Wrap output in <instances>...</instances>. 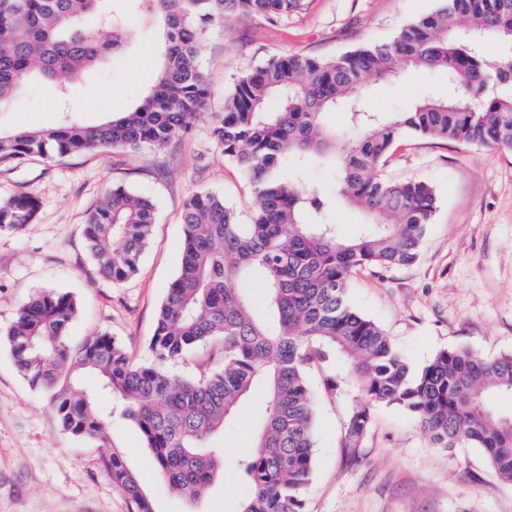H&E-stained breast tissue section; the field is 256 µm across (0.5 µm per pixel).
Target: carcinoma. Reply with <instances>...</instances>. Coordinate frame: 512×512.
<instances>
[{
    "label": "carcinoma",
    "mask_w": 512,
    "mask_h": 512,
    "mask_svg": "<svg viewBox=\"0 0 512 512\" xmlns=\"http://www.w3.org/2000/svg\"><path fill=\"white\" fill-rule=\"evenodd\" d=\"M163 30L164 50L153 87L137 105L100 123L62 120L50 127L0 132V160L62 158L94 150L162 148L187 132L204 110L206 85L197 58L204 27L229 18L269 23L303 10L304 0H141ZM131 30L112 0H0V108L33 81L60 94L67 84L107 67L123 53ZM488 38L512 42V0H440L403 24L384 44L341 56H276L242 74L211 114L215 148L253 187L248 224L224 197L197 192L182 212L178 272L162 301L150 347L155 362L136 365L107 333L70 347L79 313L75 297L42 289L24 301L5 333L29 385L49 395L60 430L104 449L112 482L135 512H155L137 475L112 448V410L134 422L162 478L196 498L212 482L224 449L213 435L236 419L242 401L261 391L251 454L234 462L252 488L239 512H305L314 474L316 428L309 369L345 363L365 397L351 412L344 447L358 448L372 404L398 406L417 419L437 448H479L493 471L512 481V415L489 404L512 392V354L487 361L467 348L438 353L412 369L386 331L351 306L353 273L414 263L437 209L433 187L419 179L377 176L408 135L512 148V65L485 56ZM442 73L448 95L424 96L404 112L365 110L366 78L383 81L409 70ZM346 109L355 138L339 146L324 116ZM334 153V190L303 180L306 166ZM366 216L342 239L330 212L336 200ZM38 199L0 198V232L33 223ZM153 201L114 185L89 212L84 239L98 275L114 284L137 274L155 224ZM264 274L270 328L256 313L248 279ZM221 366L194 375L171 363L200 350ZM92 374L99 388L88 389ZM115 406L99 405V393Z\"/></svg>",
    "instance_id": "obj_1"
}]
</instances>
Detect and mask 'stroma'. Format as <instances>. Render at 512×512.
<instances>
[{
  "label": "stroma",
  "mask_w": 512,
  "mask_h": 512,
  "mask_svg": "<svg viewBox=\"0 0 512 512\" xmlns=\"http://www.w3.org/2000/svg\"><path fill=\"white\" fill-rule=\"evenodd\" d=\"M440 0H306L303 10L271 25L233 19L203 33L199 64L209 97L204 114L167 147L132 153L92 151L64 159L0 161V198L30 193L39 200L34 223L0 233V330L22 301L45 288L71 292L80 311L69 329L71 348L106 332L138 364L153 362L149 347L157 310L180 265L181 214L197 191L222 195L248 222L253 192L239 168L213 146L212 113L221 111L237 78L272 56L337 57L364 43L388 41L404 23ZM135 32L127 51L104 70L72 83L61 101L41 83L25 87L0 110V131L41 127L61 115L91 124L130 110L153 85L161 50L158 30L132 4L122 14ZM446 80L415 71L391 81L368 79V111L393 114L420 98L447 95ZM390 180L430 183L437 209L416 263L356 271L349 300L381 325L395 347L422 367L438 352L464 346L485 359L512 353V150L411 136L381 170ZM123 184L157 206L152 238L137 275L113 285L90 263L83 237L88 212L113 185ZM315 474L303 494L305 512H512V482L501 480L481 449L432 447L420 424L401 408L374 407L360 447L343 443L353 406L363 400L342 373L316 367ZM258 398L245 401L236 422L213 442L225 458L253 445ZM153 500L156 512H237L249 486L233 471L218 474L190 500L169 491L138 427L121 420L109 430ZM0 512H135L115 487L103 449L63 433L47 397L17 370L0 343Z\"/></svg>",
  "instance_id": "1"
}]
</instances>
